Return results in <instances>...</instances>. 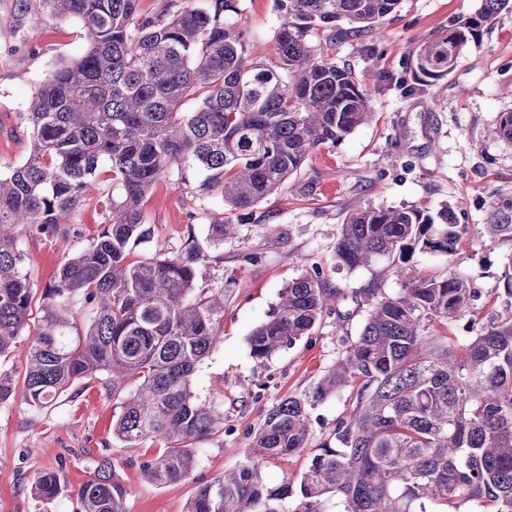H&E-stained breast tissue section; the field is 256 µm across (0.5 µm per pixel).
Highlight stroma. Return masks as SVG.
Segmentation results:
<instances>
[{"label":"stroma","instance_id":"stroma-1","mask_svg":"<svg viewBox=\"0 0 512 512\" xmlns=\"http://www.w3.org/2000/svg\"><path fill=\"white\" fill-rule=\"evenodd\" d=\"M480 5L481 0H401L378 25L369 52L354 40L329 49V58L358 73L366 54H373L385 78L368 90L372 121L336 146L316 151L282 188L242 210L223 242H215L209 219L224 204L200 191L197 174L169 175L146 200L144 221L155 242L177 252L186 238H194L205 255L198 287L224 291L221 341L199 365L194 384L200 401L223 410L224 429L199 443L192 477L169 485L144 481L140 465L159 453L158 443L123 447L112 435L111 392L101 382L80 381L44 409L19 396L0 406V512H77L75 490L104 455L112 458L127 490V512H185L200 482L244 463L266 411L291 396H312L344 345L361 333L367 312L348 296L294 347L263 363L250 355L252 331L278 305L288 283L311 267L322 269L330 287L348 293L371 286L372 271L339 266L335 258L340 227L357 208L452 209L469 241L457 271L481 294L473 318L484 322L512 308L504 295L512 277V242L480 241L492 202L512 200V142L495 133L501 114L512 112V12L500 13L462 51L448 76L426 92L405 96L393 84L412 48ZM286 13L279 0H244L238 25L254 57L268 54ZM88 44L81 21L56 17L39 0L24 11L19 0H0L1 168L23 162L30 152L28 104L40 82L60 59L81 55ZM111 198L112 178L100 175L75 212L69 237L21 232L36 291L33 307H40L41 291L56 281L64 262L101 235ZM355 406L352 385L316 403L306 449L267 465L263 480H300L337 419ZM49 470L63 471L71 490L46 505L31 487Z\"/></svg>","mask_w":512,"mask_h":512}]
</instances>
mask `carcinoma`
Masks as SVG:
<instances>
[{
  "label": "carcinoma",
  "instance_id": "1",
  "mask_svg": "<svg viewBox=\"0 0 512 512\" xmlns=\"http://www.w3.org/2000/svg\"><path fill=\"white\" fill-rule=\"evenodd\" d=\"M53 15L82 20L89 44L63 60L32 96L31 150L0 172V357L28 327L33 288L18 236L28 229L65 238L91 181L112 174L117 196L106 228L63 265L44 290L37 332L27 350L22 389L0 369V405L21 392L35 408L52 405L73 383L98 379L120 399L112 435L124 447L147 439L163 452L141 464L153 484L190 478L196 445L224 429V412L195 398L197 368L220 342L224 289L196 286L205 256L187 238L173 253L149 242L142 205L177 169L203 175L201 189L246 209L278 190L316 151L336 145L374 112L350 68L322 45L365 40L400 0H288L271 57H251L235 16L242 0H205L163 16L138 13V0H39ZM512 0H482L472 16L419 44L396 82L415 95L448 76L463 49ZM198 101L183 110L184 101ZM484 225L494 242L512 241V202L492 204ZM463 231L444 208L414 206L351 212L336 241L338 263L388 265L379 283L353 291L368 318L312 398L288 397L266 414L247 460L197 486L185 512H262L293 495L294 482L267 485L261 469L307 448L310 409L350 382L360 384L353 414L336 420L334 443L318 449L299 483L302 512L333 494L344 512H512V316L476 328L455 348L444 330L478 293L455 270ZM417 253L448 258L442 278L411 263ZM402 281L386 293L388 275ZM345 297L319 268L285 288L249 339L262 363L308 335ZM93 310L78 327L74 300ZM69 491L49 471L32 492L52 501ZM126 489L109 457L95 462L77 491L79 512H127Z\"/></svg>",
  "mask_w": 512,
  "mask_h": 512
}]
</instances>
